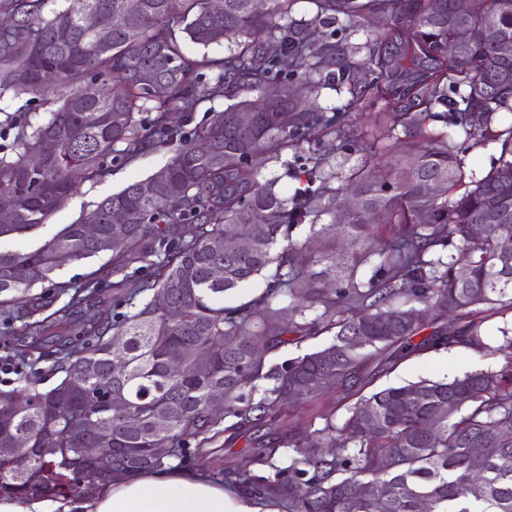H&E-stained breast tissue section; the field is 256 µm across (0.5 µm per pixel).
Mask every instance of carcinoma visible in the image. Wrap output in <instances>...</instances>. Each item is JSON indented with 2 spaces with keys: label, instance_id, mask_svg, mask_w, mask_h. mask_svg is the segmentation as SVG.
<instances>
[{
  "label": "carcinoma",
  "instance_id": "obj_1",
  "mask_svg": "<svg viewBox=\"0 0 512 512\" xmlns=\"http://www.w3.org/2000/svg\"><path fill=\"white\" fill-rule=\"evenodd\" d=\"M64 2L46 16L47 0H0L13 18L0 30V92L59 103L21 131L16 156H0V196L13 199L0 208V239L42 228L77 181L100 179L115 158L159 148L171 156L37 247L0 248L6 313L24 302L50 306L48 293L28 296L38 284L69 296L7 343L15 359L50 360L62 377L46 390L0 389V448L25 435L34 448L57 449L22 474L0 453V496L63 497L79 476L93 491L102 466L122 478L197 466L217 439L229 448L265 427L266 438L217 476L286 512H375L362 481L389 512H418L421 499L430 512H512L511 359L495 372L372 388L377 374L424 351H512L508 331L496 347L483 334L488 318L512 310V128L493 122L512 111V50L501 51L512 46V0H468L464 18L456 0H312L317 12L304 25L288 21L295 0H268L260 11L252 0H224L220 13L210 0ZM88 13L97 28L84 27ZM115 15L123 26L112 25ZM371 17L405 26L401 53L375 49L359 60L318 30L339 23L353 34ZM462 23L470 39L450 57ZM184 38L236 46L198 59ZM329 67L350 98L314 112L307 98ZM204 69L214 72L209 83ZM450 88L460 100L449 102ZM217 97L235 102L213 121L188 132L170 121ZM260 100L256 123L239 128L236 112ZM378 101V137L397 156L388 178L373 176L366 148L347 169L304 152L302 144L330 135L358 142L363 114L355 109ZM448 105L468 139L501 144L487 174H465L452 133H427L426 120L444 117L437 108ZM143 112L153 117L146 122ZM49 137L56 149L47 155ZM265 162L291 173V195L262 178ZM346 196L357 198L355 210L345 209ZM492 211L499 219L487 224ZM481 222L477 242L471 226ZM87 224L98 225L97 237L86 235ZM183 224L194 225L188 241ZM241 239L253 247L226 250ZM108 252L111 262L92 281L53 280L59 255ZM367 264L363 282L357 274ZM217 266L221 282L211 277ZM329 274L334 288L324 286ZM258 278L259 294L224 305V295ZM160 294L178 318L156 305ZM324 333L326 345L271 361L288 336ZM292 389L309 412L305 426L289 418ZM115 396L125 404L103 401ZM218 405L221 417L211 413ZM90 447L104 453L87 461L81 449ZM160 447L172 449L169 457H154ZM258 466L273 474H257ZM474 472L482 473L477 486Z\"/></svg>",
  "mask_w": 512,
  "mask_h": 512
}]
</instances>
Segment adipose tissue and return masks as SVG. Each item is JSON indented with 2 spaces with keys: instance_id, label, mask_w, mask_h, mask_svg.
Masks as SVG:
<instances>
[{
  "instance_id": "1",
  "label": "adipose tissue",
  "mask_w": 512,
  "mask_h": 512,
  "mask_svg": "<svg viewBox=\"0 0 512 512\" xmlns=\"http://www.w3.org/2000/svg\"><path fill=\"white\" fill-rule=\"evenodd\" d=\"M0 512H282L277 502L258 498L222 481L177 468L113 480L91 496L75 499L1 497Z\"/></svg>"
}]
</instances>
